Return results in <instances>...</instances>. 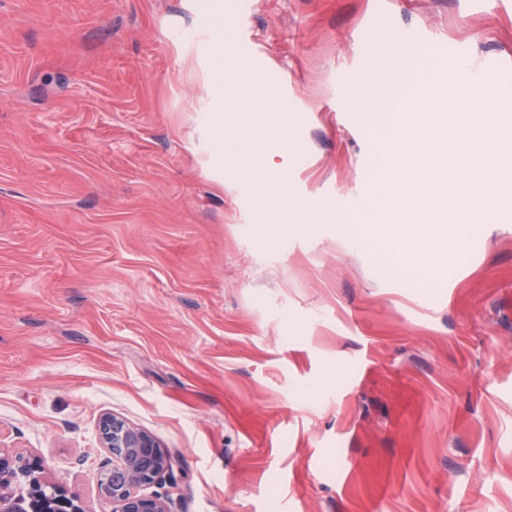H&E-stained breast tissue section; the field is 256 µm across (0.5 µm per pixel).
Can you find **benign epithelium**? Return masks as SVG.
<instances>
[{
  "label": "benign epithelium",
  "mask_w": 512,
  "mask_h": 512,
  "mask_svg": "<svg viewBox=\"0 0 512 512\" xmlns=\"http://www.w3.org/2000/svg\"><path fill=\"white\" fill-rule=\"evenodd\" d=\"M98 437L107 454L100 468L99 489L112 512H169L161 498L138 493L170 470L159 441L110 413L100 417ZM42 469L36 458L12 456L0 449V512H19L16 501L6 492V485L17 476L32 489L26 512H82L61 490L49 486Z\"/></svg>",
  "instance_id": "1"
}]
</instances>
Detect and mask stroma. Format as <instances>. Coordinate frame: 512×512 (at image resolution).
<instances>
[{
    "mask_svg": "<svg viewBox=\"0 0 512 512\" xmlns=\"http://www.w3.org/2000/svg\"><path fill=\"white\" fill-rule=\"evenodd\" d=\"M379 10L430 53L400 112L483 65L512 92V0H224L220 60L188 0H0V446L85 512L105 413L168 454L170 512H512V208L424 269L294 208L361 225L340 99Z\"/></svg>",
    "mask_w": 512,
    "mask_h": 512,
    "instance_id": "35a3bbf8",
    "label": "stroma"
}]
</instances>
